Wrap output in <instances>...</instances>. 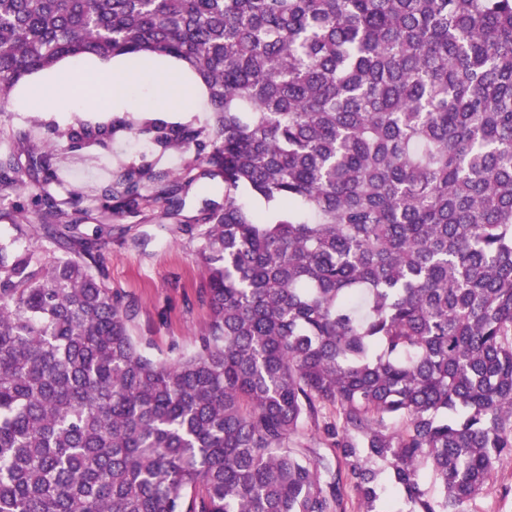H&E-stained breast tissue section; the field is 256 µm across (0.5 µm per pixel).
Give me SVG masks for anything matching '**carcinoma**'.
<instances>
[{
    "mask_svg": "<svg viewBox=\"0 0 512 512\" xmlns=\"http://www.w3.org/2000/svg\"><path fill=\"white\" fill-rule=\"evenodd\" d=\"M185 61L207 122L53 128L195 154L119 175L130 212L206 178L210 319L133 335L50 195L0 208V512H475L512 457V0H0L8 90L65 58ZM55 167L23 145L0 188ZM312 423L332 457L296 447Z\"/></svg>",
    "mask_w": 512,
    "mask_h": 512,
    "instance_id": "carcinoma-1",
    "label": "carcinoma"
}]
</instances>
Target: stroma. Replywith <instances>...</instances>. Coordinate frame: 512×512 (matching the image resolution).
Segmentation results:
<instances>
[{
  "instance_id": "1",
  "label": "stroma",
  "mask_w": 512,
  "mask_h": 512,
  "mask_svg": "<svg viewBox=\"0 0 512 512\" xmlns=\"http://www.w3.org/2000/svg\"><path fill=\"white\" fill-rule=\"evenodd\" d=\"M88 75L87 69H78L73 95L48 97L39 112L27 105L28 81L15 85L8 110L0 115V150L14 147L16 134L22 132L39 149L53 151L58 174L46 190L59 199L80 196L87 210L84 222L91 229L101 223L99 203L116 190L122 167L153 163L176 171L192 156L172 150L161 155L150 145L141 149L129 136L75 152L56 143L52 126L63 128L78 120L105 123L114 113L109 103L98 112L75 109L74 97L87 93L84 81ZM208 199L219 202L223 194L209 180H198L189 187L179 215L167 218L166 228H159L155 212L147 210L113 215L111 230L100 236L98 255L108 283L135 304L138 315L133 333L150 340L154 355L173 358L191 351L199 330L210 318L209 306L200 293L203 269L196 255L197 243L177 230L179 222L197 215Z\"/></svg>"
}]
</instances>
